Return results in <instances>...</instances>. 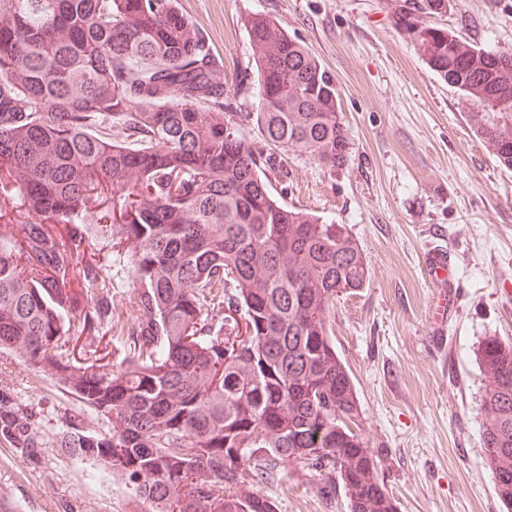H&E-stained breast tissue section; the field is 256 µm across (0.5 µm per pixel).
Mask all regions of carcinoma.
I'll use <instances>...</instances> for the list:
<instances>
[{
    "label": "carcinoma",
    "mask_w": 512,
    "mask_h": 512,
    "mask_svg": "<svg viewBox=\"0 0 512 512\" xmlns=\"http://www.w3.org/2000/svg\"><path fill=\"white\" fill-rule=\"evenodd\" d=\"M447 10L404 4L393 25L481 107L471 131L511 170L512 50L484 62L432 23ZM243 26L254 71L231 81L178 0H0V349L80 403L53 448L97 462L138 512H276L246 484L297 464L322 477L324 499L342 488L349 512H396L327 328L336 299L368 283L366 256L346 225L280 202L266 175L280 153L348 164L336 81L270 16ZM232 92L254 98L239 119L259 139L227 118ZM109 118L130 144L112 141ZM96 206L136 285L116 361L99 347L112 281L85 224ZM216 290L222 335L202 313ZM75 320L86 336L71 335ZM476 359L482 452L512 512V346L486 336ZM87 411L106 429H89ZM0 444L42 464L37 415L2 379Z\"/></svg>",
    "instance_id": "1"
}]
</instances>
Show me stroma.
Masks as SVG:
<instances>
[{
    "mask_svg": "<svg viewBox=\"0 0 512 512\" xmlns=\"http://www.w3.org/2000/svg\"><path fill=\"white\" fill-rule=\"evenodd\" d=\"M403 0H178L208 36L224 72L252 69L243 18H275L334 76L353 139L348 165L328 172L285 155L270 186L279 201L347 225L370 267L369 283L336 300L327 324L358 390L360 431L380 457L378 478L397 512H501L481 453L487 336L512 345V171L470 130L472 103L418 57L392 15ZM438 24L487 50L512 47V0H453ZM449 249L460 283L448 330L433 322L438 291L427 252ZM130 257L112 262V344L138 306ZM0 376L40 417L51 439L78 402L51 379L0 353ZM299 465L259 484L276 512H349L328 502ZM18 512H131L126 488L91 462L46 452L32 467L0 446V494Z\"/></svg>",
    "mask_w": 512,
    "mask_h": 512,
    "instance_id": "obj_1",
    "label": "stroma"
}]
</instances>
